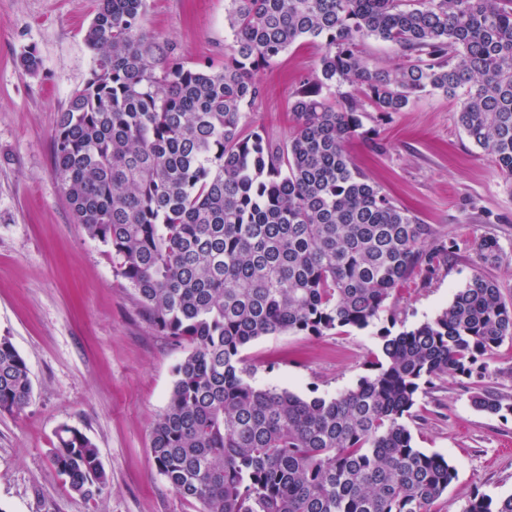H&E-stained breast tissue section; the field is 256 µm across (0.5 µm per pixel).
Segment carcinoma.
Segmentation results:
<instances>
[{
  "label": "carcinoma",
  "mask_w": 512,
  "mask_h": 512,
  "mask_svg": "<svg viewBox=\"0 0 512 512\" xmlns=\"http://www.w3.org/2000/svg\"><path fill=\"white\" fill-rule=\"evenodd\" d=\"M146 0H96L85 33L93 66L57 118L53 173L75 223L107 248L151 326L185 355L151 426L157 472L197 512H432L456 469L414 444L407 421L422 387L482 376L512 341V304L476 275L435 318L381 336L375 373L333 396L304 398L249 381L243 349L281 333L365 328L415 269L434 275L453 242L395 205L351 162L363 105L323 89L361 91L383 116L421 93L464 90L458 123L512 179V0H228L234 42L224 66H186L143 31ZM391 43L379 68L359 44ZM303 38L323 41L294 92L283 149L248 109L264 95L252 73ZM480 258L496 265L494 238ZM32 396L26 359L0 336V413ZM472 405L512 404L487 389ZM52 465L91 499L107 487L95 443L63 425ZM463 512H512V495L476 496Z\"/></svg>",
  "instance_id": "1"
}]
</instances>
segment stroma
Wrapping results in <instances>:
<instances>
[{"instance_id": "stroma-1", "label": "stroma", "mask_w": 512, "mask_h": 512, "mask_svg": "<svg viewBox=\"0 0 512 512\" xmlns=\"http://www.w3.org/2000/svg\"><path fill=\"white\" fill-rule=\"evenodd\" d=\"M95 0H0V335L26 358L32 398L0 413V512H193L160 477L149 450L183 350L154 331L133 290L117 277L105 247L76 224L53 175L59 112L92 68L84 33ZM225 0H147L144 28L173 43L185 65H222L231 36ZM35 49L37 73L20 55ZM324 48L301 40L257 77L265 92L251 110L272 144L292 131L291 104ZM460 97L424 94L391 116L366 107L365 128L386 150L361 139L345 149L393 201L432 225L454 252L433 278L414 274L364 329L322 336L263 337L244 352L252 382L329 396L368 375L381 335L433 318L475 274L494 278L512 301V184L457 122ZM495 238L500 263L483 265L477 246ZM512 403V342L500 345L479 382ZM463 377L420 391L411 424L415 445L457 469L433 512H463L473 497L512 494V414L476 410ZM81 429L96 444L108 487L91 499L64 486L49 452L57 430Z\"/></svg>"}]
</instances>
